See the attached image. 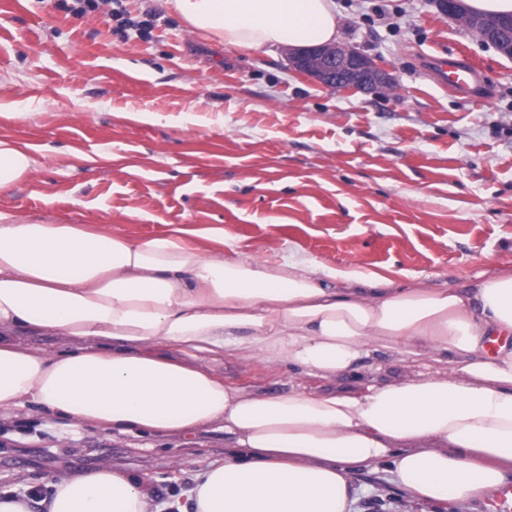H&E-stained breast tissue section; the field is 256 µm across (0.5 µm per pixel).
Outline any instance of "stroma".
Here are the masks:
<instances>
[{
	"label": "stroma",
	"instance_id": "1",
	"mask_svg": "<svg viewBox=\"0 0 512 512\" xmlns=\"http://www.w3.org/2000/svg\"><path fill=\"white\" fill-rule=\"evenodd\" d=\"M341 41L397 78L379 96L294 71L281 49L246 52L189 30L161 0L148 39L56 0H0V139L35 169L0 209L142 238L172 224L224 231V253L276 262L295 250L405 286L471 284L512 266V59L474 39L433 0H335ZM464 51L480 67L467 100L423 58ZM215 374L251 391L297 383L295 367L228 355ZM373 350L339 379L448 373ZM223 429L104 431L31 407L0 416V493L25 494L107 463L143 478L159 512L223 459ZM349 512H488L485 501L408 505L388 466L358 472Z\"/></svg>",
	"mask_w": 512,
	"mask_h": 512
}]
</instances>
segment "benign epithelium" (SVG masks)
Wrapping results in <instances>:
<instances>
[{
    "label": "benign epithelium",
    "mask_w": 512,
    "mask_h": 512,
    "mask_svg": "<svg viewBox=\"0 0 512 512\" xmlns=\"http://www.w3.org/2000/svg\"><path fill=\"white\" fill-rule=\"evenodd\" d=\"M436 5L450 19L464 23L481 41L492 44L503 55L512 58V41L499 40L492 24L476 15L463 13L460 0H436ZM285 52L295 70L331 88L380 93L396 87V79L388 69L344 44L331 43L310 49L287 47Z\"/></svg>",
    "instance_id": "1"
}]
</instances>
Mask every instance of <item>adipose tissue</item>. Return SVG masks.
<instances>
[{"label":"adipose tissue","mask_w":512,"mask_h":512,"mask_svg":"<svg viewBox=\"0 0 512 512\" xmlns=\"http://www.w3.org/2000/svg\"><path fill=\"white\" fill-rule=\"evenodd\" d=\"M192 31L243 49L336 42L335 0H165ZM37 161L0 140V192ZM178 226L145 238L47 224L0 209V414L32 406L104 430L189 434L218 425L232 451L175 512H348L353 475L390 465L409 503L484 499L512 473V269L433 288L288 256L193 245ZM59 336L49 353L17 332ZM447 375L364 381L359 392L253 393L200 358L262 355L337 379L368 344ZM0 512H152L135 476L103 465Z\"/></svg>","instance_id":"adipose-tissue-1"}]
</instances>
